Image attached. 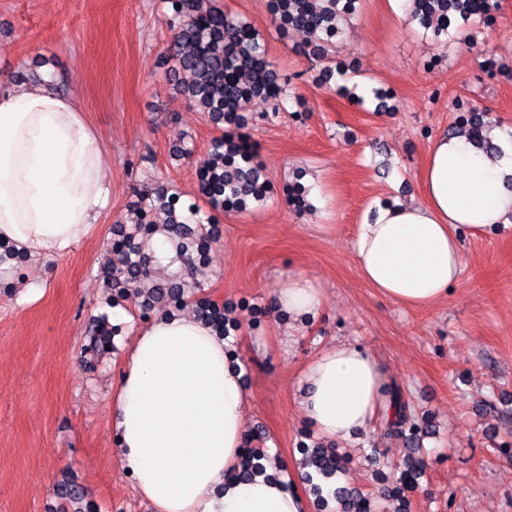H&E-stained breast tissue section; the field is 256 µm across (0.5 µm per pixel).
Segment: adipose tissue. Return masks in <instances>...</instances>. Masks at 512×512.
<instances>
[{"instance_id":"obj_1","label":"adipose tissue","mask_w":512,"mask_h":512,"mask_svg":"<svg viewBox=\"0 0 512 512\" xmlns=\"http://www.w3.org/2000/svg\"><path fill=\"white\" fill-rule=\"evenodd\" d=\"M489 135L487 154L461 134L434 140L423 166V203L378 208L359 224L353 260L384 298L424 307L447 297L462 272L461 233L512 222V140ZM99 135L75 96L50 80L15 85L0 73V241L35 260L61 258L87 238L111 190ZM323 293L289 275L274 313L316 315ZM222 335L193 316L164 313L133 340L112 404L113 454L156 512H306L280 478H239L246 393ZM306 420L350 440L385 407L386 373L350 343L321 351L302 374Z\"/></svg>"}]
</instances>
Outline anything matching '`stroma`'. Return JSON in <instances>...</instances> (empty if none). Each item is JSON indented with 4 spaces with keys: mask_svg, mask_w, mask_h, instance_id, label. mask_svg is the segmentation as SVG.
<instances>
[{
    "mask_svg": "<svg viewBox=\"0 0 512 512\" xmlns=\"http://www.w3.org/2000/svg\"><path fill=\"white\" fill-rule=\"evenodd\" d=\"M268 40L269 56L301 104L273 111L255 102L245 130L275 195L244 213H221L202 288L178 257L142 252L157 281L184 285L182 301L145 307L130 294L105 304L99 269L116 221L158 185L193 203L196 162L222 131L177 97L164 58L171 42L167 0H0V72L28 64L75 92L99 134L111 203L90 235L52 261L0 265V512H77L60 483L99 512H155L113 454L112 397L136 333L161 312L193 313L203 293L237 323L226 340L244 367V445L288 460L287 478L307 512H336L304 479L302 448H330L347 461L351 488L373 512L389 458L404 444L384 437V418L350 441L319 434L299 407L301 373L323 349L348 342L385 366L419 427L425 473L405 494L409 512H512V223L461 235L463 273L444 301L422 308L391 302L362 279L353 257L356 227L373 201L424 200L421 170L431 141L452 133L454 103L485 110L489 127L512 129V0H491L473 44L439 47L415 32L388 0H364L336 57L363 83L388 89L394 111L316 84L303 37L274 32L267 0H222ZM193 151L176 156L173 145ZM319 180L320 205L296 211L284 191ZM318 279L323 305L296 321L273 315L274 291L289 273ZM111 330L93 355L92 319Z\"/></svg>",
    "mask_w": 512,
    "mask_h": 512,
    "instance_id": "stroma-1",
    "label": "stroma"
}]
</instances>
